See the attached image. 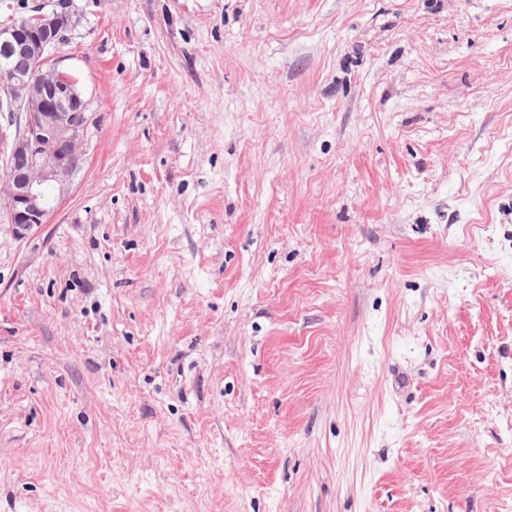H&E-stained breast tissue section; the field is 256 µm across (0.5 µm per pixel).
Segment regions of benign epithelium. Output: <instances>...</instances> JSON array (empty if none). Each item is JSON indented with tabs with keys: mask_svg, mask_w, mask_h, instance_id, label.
Wrapping results in <instances>:
<instances>
[{
	"mask_svg": "<svg viewBox=\"0 0 512 512\" xmlns=\"http://www.w3.org/2000/svg\"><path fill=\"white\" fill-rule=\"evenodd\" d=\"M65 15L34 6L20 21L0 24V112L19 114L5 162L3 193L10 224L22 236L46 223L50 188L78 168L80 145L91 123L82 92L59 70L51 52L64 36ZM16 55L36 61L21 71Z\"/></svg>",
	"mask_w": 512,
	"mask_h": 512,
	"instance_id": "7a95c632",
	"label": "benign epithelium"
}]
</instances>
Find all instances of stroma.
I'll return each mask as SVG.
<instances>
[{
    "mask_svg": "<svg viewBox=\"0 0 512 512\" xmlns=\"http://www.w3.org/2000/svg\"><path fill=\"white\" fill-rule=\"evenodd\" d=\"M93 122L0 204V512H512V0H0Z\"/></svg>",
    "mask_w": 512,
    "mask_h": 512,
    "instance_id": "obj_1",
    "label": "stroma"
}]
</instances>
